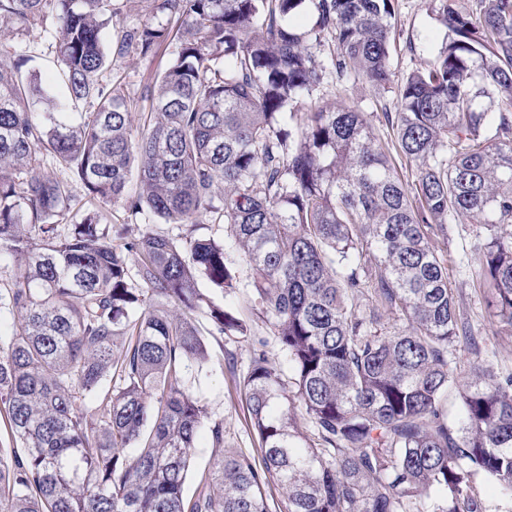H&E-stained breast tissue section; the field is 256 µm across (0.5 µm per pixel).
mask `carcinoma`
<instances>
[{
  "label": "carcinoma",
  "mask_w": 512,
  "mask_h": 512,
  "mask_svg": "<svg viewBox=\"0 0 512 512\" xmlns=\"http://www.w3.org/2000/svg\"><path fill=\"white\" fill-rule=\"evenodd\" d=\"M141 2L157 22L107 49L122 0H0V34L53 27L68 96L91 108L75 126L36 120L53 99L0 45V256L17 267L0 287V422L16 445L0 512H483L478 475L512 496V374L476 356L458 375L452 351L479 341L431 244L483 225L473 262L512 333V0H431L446 40L401 83L392 123L411 188L359 106L286 113L330 78L391 83L392 0ZM163 46L170 63L138 98L105 77L112 57ZM102 202L145 229L101 223ZM201 224L224 225L237 255ZM202 278L246 289L281 356ZM201 315L251 342L237 388L260 456L213 425L224 452L187 498Z\"/></svg>",
  "instance_id": "carcinoma-1"
}]
</instances>
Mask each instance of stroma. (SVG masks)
I'll return each mask as SVG.
<instances>
[{
	"label": "stroma",
	"instance_id": "1",
	"mask_svg": "<svg viewBox=\"0 0 512 512\" xmlns=\"http://www.w3.org/2000/svg\"><path fill=\"white\" fill-rule=\"evenodd\" d=\"M395 40L391 49L392 83L385 88L365 81L330 83L320 87L313 96L304 98L299 111L328 103L345 101L361 107L371 124L376 143L386 151H394V131L385 115L394 111L398 88L402 80L420 62L432 59L439 51L446 30L431 9V0H394ZM17 53L27 55L26 76L41 81L43 86L61 98L60 118L75 125L81 120L85 107L63 98V82L56 67L55 47L50 36L37 29L19 37H10ZM170 58L167 50H159L150 58L128 56L112 62L114 72L123 75L128 91H136L150 83ZM481 231L477 224H452L447 238H433L432 244L448 269V283L453 290L461 314L467 317L475 330L491 331L490 317L484 303V289L470 262L471 247ZM203 338L212 354L208 363L190 366L186 373V387L199 393L205 403V425L222 423L224 443L233 448L253 449L257 441L250 426L248 411L236 388L234 370L247 366L249 347L244 342H232L212 334L209 325H202Z\"/></svg>",
	"mask_w": 512,
	"mask_h": 512
}]
</instances>
